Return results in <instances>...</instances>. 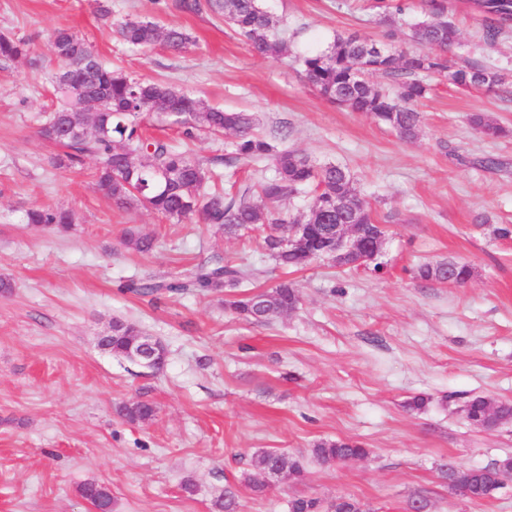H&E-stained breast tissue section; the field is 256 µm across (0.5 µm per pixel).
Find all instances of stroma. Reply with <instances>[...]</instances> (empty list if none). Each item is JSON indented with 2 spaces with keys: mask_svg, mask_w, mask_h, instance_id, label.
I'll return each instance as SVG.
<instances>
[{
  "mask_svg": "<svg viewBox=\"0 0 512 512\" xmlns=\"http://www.w3.org/2000/svg\"><path fill=\"white\" fill-rule=\"evenodd\" d=\"M181 0H109L118 19L153 18L183 28L191 49L132 47L103 26L94 0H0V34L31 42L27 58L0 63V512H92L78 493L108 487L114 512H213L234 490L241 512H288L295 497L360 500L367 512H512V477L490 496L451 491L440 466L485 467L512 457V420L471 424L460 407L480 395L512 402V136L487 139L471 114L512 129V96L460 89L441 76L417 106L419 136L400 139L371 116L310 89L301 59L339 33L414 51L412 0L383 24L371 0H264L287 44L276 57L253 55L221 16L180 9ZM459 30L450 57L467 56L512 80V34L482 39L484 23L455 0ZM67 30L101 61L147 82L173 85L206 104L248 112L254 130L280 150L348 168L359 197L387 229L385 275L323 260L300 271L277 267L261 231L229 237L195 218L173 223L143 209H118L93 186L95 158L72 167L41 138L55 108L57 64L48 44ZM155 136L188 150L217 186L274 174L272 163L232 159V133L183 137V118L146 112ZM486 156L498 168H481ZM63 208L66 231L27 223L33 208ZM135 227L150 252L125 245ZM232 259L250 272L248 289L287 280L299 302L262 324L225 311L221 296L160 304L120 293L129 279L179 274L203 261ZM468 264L461 286L414 274L424 262ZM159 338L166 365L153 371L102 351L112 319ZM424 408L410 409L415 397ZM151 402L147 422L120 413ZM355 441L367 457L324 465L319 441ZM287 452L303 473L252 494L245 482L260 451ZM194 493H185L184 482Z\"/></svg>",
  "mask_w": 512,
  "mask_h": 512,
  "instance_id": "35a3bbf8",
  "label": "stroma"
}]
</instances>
